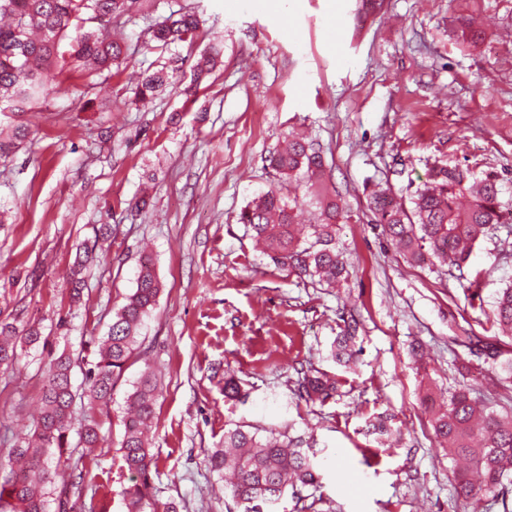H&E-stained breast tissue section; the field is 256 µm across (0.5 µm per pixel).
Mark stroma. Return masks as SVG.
Returning a JSON list of instances; mask_svg holds the SVG:
<instances>
[{"mask_svg": "<svg viewBox=\"0 0 512 512\" xmlns=\"http://www.w3.org/2000/svg\"><path fill=\"white\" fill-rule=\"evenodd\" d=\"M169 0L202 9L223 55L193 103L168 92L133 104L139 66L85 104L83 81L57 84L30 113L32 133L0 161V322H29L47 342L0 367V457L37 412L49 355L82 353L136 286L150 255L164 290L146 319L139 357L112 394L104 440L83 470L85 512H126L120 443L125 400L145 366L162 383L152 451L157 512H235L207 455L226 428L285 430L314 448L321 512H456L454 462L432 434L425 392L459 383L512 405L499 379L454 345L455 322L491 335L496 293L512 282V223L498 225L452 274L412 266L370 222L374 185L405 196L434 165L493 171L512 191V0ZM476 13L490 51L464 48L460 12ZM321 145L352 211L340 238L347 282L324 288L269 266L238 216L278 182L265 162L289 132ZM146 197L145 212L130 203ZM106 261L90 260L73 299L70 271L100 228ZM483 274L480 299L466 288ZM359 322L357 368L329 357L341 317ZM424 363H416L411 344ZM335 374L325 405L296 395L298 372ZM243 379L224 398V369ZM386 414L394 448L366 432Z\"/></svg>", "mask_w": 512, "mask_h": 512, "instance_id": "35a3bbf8", "label": "stroma"}]
</instances>
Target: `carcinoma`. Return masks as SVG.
I'll use <instances>...</instances> for the list:
<instances>
[{
    "label": "carcinoma",
    "instance_id": "obj_1",
    "mask_svg": "<svg viewBox=\"0 0 512 512\" xmlns=\"http://www.w3.org/2000/svg\"><path fill=\"white\" fill-rule=\"evenodd\" d=\"M144 0H0V112L8 113L10 135L0 137V158L8 156L29 137L31 130L22 116L32 111L45 93V72L77 73L86 90L103 88L113 71L130 63L129 48L112 36V30L136 20ZM461 44L477 48L485 33L473 17L456 18ZM201 22L190 7H182L143 29V54L160 57L143 69L134 91V102L154 99L179 84L180 68L162 54L172 47L193 49L200 37ZM221 50L204 48L203 61L193 69L185 92L197 89L218 60ZM279 175L277 186L255 197L239 215L250 236L263 248L268 263L298 278H308L336 288L348 277L340 246L339 226L349 218V206L336 187L325 180L322 151L304 137L289 134L285 146L268 158ZM318 206L314 224L298 230L297 211L306 198ZM503 190L494 172L475 174L460 167H435L428 180L396 199L380 185L367 195L372 222L416 264L437 261L460 267L472 245L494 224L501 223ZM161 283L152 259L144 257L136 288L114 310L105 336L98 340L96 358L84 371L83 383L72 384L77 362L61 353L49 362L39 397V413L23 441L7 454L8 478L0 482V512H72L71 497L81 495L84 463L101 441L109 418L112 391L124 376L128 362L139 354L140 328L155 309ZM492 336L467 335L461 340L470 355L491 365L497 375L512 379V358L502 359L500 337L512 339V285L501 289L494 301ZM356 327L349 322L336 333L330 357L336 365L351 368ZM40 331L28 324L18 328L0 325V366L18 360V345H35ZM299 397L306 403H324L338 395L336 378L318 370L303 373ZM161 395L158 376L145 370L133 383L125 400L124 435L121 443L128 485L122 490L127 512H154L150 499L156 463L147 442L155 426ZM88 407L71 444L70 429L77 406ZM435 438L450 457L466 460L454 476L457 496L465 512H483L487 505L512 512L505 482L512 479V413L503 415L482 394L462 385L448 394V402L432 412ZM76 446L81 454L64 458V449ZM209 463L219 478L230 476L224 494L243 512H276L287 499L295 512H314L298 496L301 488L316 486L319 479L316 452L285 432L271 430L265 436L241 425L224 430V441L209 454Z\"/></svg>",
    "mask_w": 512,
    "mask_h": 512
}]
</instances>
